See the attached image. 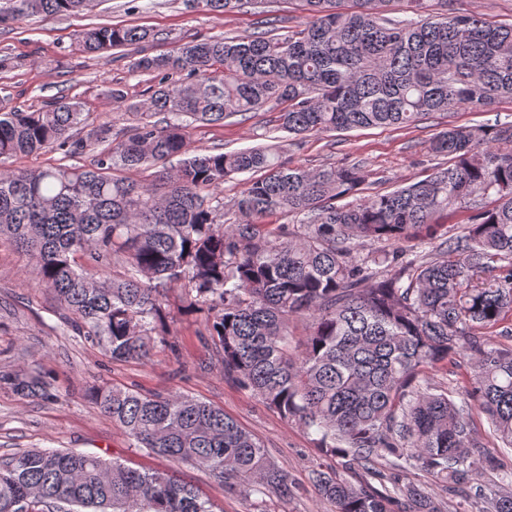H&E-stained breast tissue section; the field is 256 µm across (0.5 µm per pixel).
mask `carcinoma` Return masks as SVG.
I'll return each instance as SVG.
<instances>
[{"label": "carcinoma", "mask_w": 512, "mask_h": 512, "mask_svg": "<svg viewBox=\"0 0 512 512\" xmlns=\"http://www.w3.org/2000/svg\"><path fill=\"white\" fill-rule=\"evenodd\" d=\"M90 0H6L0 23L85 10ZM224 14L259 0H190ZM393 0H300L307 18L284 38L265 31L184 43L135 67L160 75L129 106L132 134L112 135L63 96L42 112L0 113V239L28 256L40 288L53 291L63 325L103 345L114 360L147 355L166 329L164 292L185 286V310L207 313L224 376L254 391L284 419L317 436L319 455L358 483L316 469L312 480L334 512H444L446 503L407 482L380 490L370 479L385 460L465 488V512H512V472L485 491L496 467L473 422L512 448V124L452 126L429 150L448 165L426 179L359 199L361 165L290 168L277 146L231 153L190 151L193 124L283 105L280 129L299 136L370 127L411 128L427 115L466 106L487 111L512 98V24L474 14L385 15ZM153 31L95 25L75 42L88 53L146 43ZM187 73L192 80L175 75ZM61 152L37 170L19 155ZM88 155L89 165L66 161ZM175 168L166 163L176 157ZM149 173L135 181L126 173ZM253 173L234 201L240 224L221 222L209 191ZM355 198L343 205L337 201ZM468 224L436 246L442 258L409 256L403 244L442 213ZM277 213L293 225L266 229ZM388 241L382 256L358 247ZM122 270L108 273L112 258ZM395 272H389V269ZM305 318V349H289L288 327ZM469 352L473 378L430 384L425 370ZM23 396L50 397L42 379L0 376ZM462 396L456 402L454 396ZM100 412L134 447L204 470L226 490L286 500L288 474L224 410L188 395L103 386ZM214 512L192 486L98 455L28 450L0 461V512Z\"/></svg>", "instance_id": "carcinoma-1"}]
</instances>
